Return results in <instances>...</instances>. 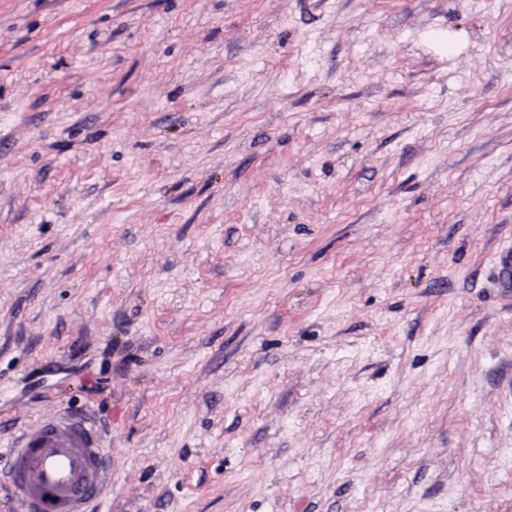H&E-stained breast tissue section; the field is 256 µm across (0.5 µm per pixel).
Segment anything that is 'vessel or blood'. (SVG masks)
<instances>
[{"mask_svg":"<svg viewBox=\"0 0 512 512\" xmlns=\"http://www.w3.org/2000/svg\"><path fill=\"white\" fill-rule=\"evenodd\" d=\"M7 478L18 512H88L111 483L112 468L88 411L68 410L20 430Z\"/></svg>","mask_w":512,"mask_h":512,"instance_id":"b4317fda","label":"vessel or blood"}]
</instances>
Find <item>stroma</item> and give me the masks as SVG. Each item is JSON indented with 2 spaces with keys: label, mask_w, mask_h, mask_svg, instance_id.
<instances>
[{
  "label": "stroma",
  "mask_w": 512,
  "mask_h": 512,
  "mask_svg": "<svg viewBox=\"0 0 512 512\" xmlns=\"http://www.w3.org/2000/svg\"><path fill=\"white\" fill-rule=\"evenodd\" d=\"M512 0H0V449L90 512H512ZM7 478L19 512H89L112 481L103 436L87 410L36 417L16 437Z\"/></svg>",
  "instance_id": "stroma-1"
}]
</instances>
